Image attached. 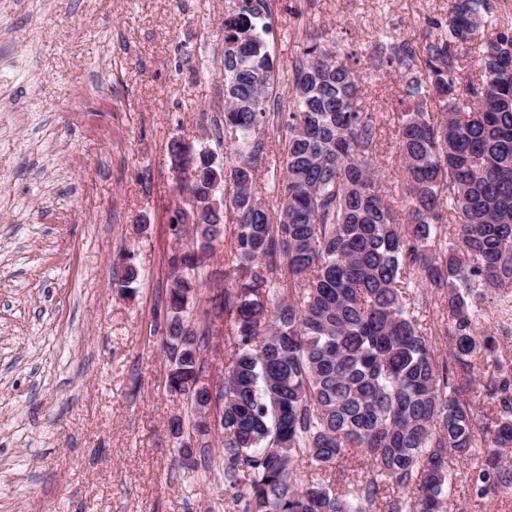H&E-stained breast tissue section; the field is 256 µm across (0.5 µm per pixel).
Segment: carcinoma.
<instances>
[{
  "label": "carcinoma",
  "instance_id": "1",
  "mask_svg": "<svg viewBox=\"0 0 512 512\" xmlns=\"http://www.w3.org/2000/svg\"><path fill=\"white\" fill-rule=\"evenodd\" d=\"M266 0H238L224 19V135L238 161L224 173L202 150L172 140L168 153L196 173L186 188L230 184L235 276L224 291L234 350L218 401L224 475L244 512H443L455 461L486 449L480 475L512 484L498 449L512 444V378L503 374L476 411L474 362L492 351L476 329L481 290L498 296L512 322V24L484 0H453L449 23L425 42L427 77L411 80L414 103L397 114L403 173L394 209L374 160L376 126L361 111L359 75L312 44L294 67L293 111L283 144L285 174L272 207L254 190L263 128L276 123V69L257 25ZM478 66L458 87L454 46ZM431 86L436 111L422 88ZM204 247L213 241L209 211ZM457 231L435 250L437 226ZM124 259L118 285L139 279ZM446 298L451 361L436 354L421 324L426 296ZM192 278L171 280L166 350L179 352L177 391L201 374L178 314ZM359 449L372 476L347 489L323 479L296 488L292 464L307 456L328 471ZM402 494H397V490Z\"/></svg>",
  "mask_w": 512,
  "mask_h": 512
}]
</instances>
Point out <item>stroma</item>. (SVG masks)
<instances>
[{
  "label": "stroma",
  "instance_id": "1",
  "mask_svg": "<svg viewBox=\"0 0 512 512\" xmlns=\"http://www.w3.org/2000/svg\"><path fill=\"white\" fill-rule=\"evenodd\" d=\"M451 0H274L265 40L272 94L291 106L294 62L317 44L349 57L377 126L381 174L399 186L401 48L421 51ZM235 0H0V512H241L224 494V447L191 438L186 398L170 395L164 310L180 200L171 139L199 140L233 166L221 138L224 18ZM284 130L266 132L255 188L276 203ZM233 221L209 266L231 285ZM142 276L113 281L123 256ZM477 326L493 337L479 383L512 369V333L487 296ZM183 422L182 437L170 429ZM483 449L456 463L449 512H512V486L476 489Z\"/></svg>",
  "mask_w": 512,
  "mask_h": 512
}]
</instances>
